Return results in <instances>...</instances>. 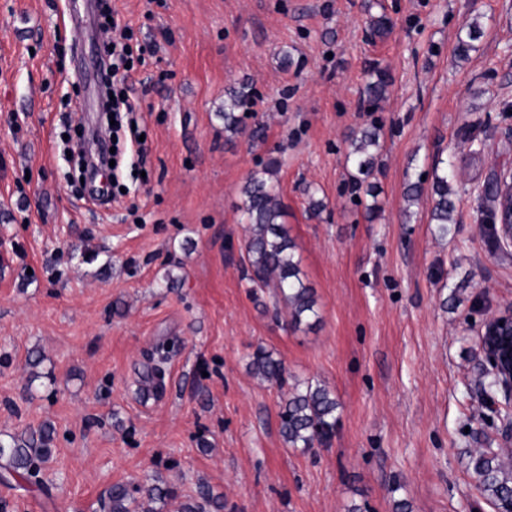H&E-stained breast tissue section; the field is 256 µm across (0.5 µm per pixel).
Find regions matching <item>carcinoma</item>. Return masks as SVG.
<instances>
[{
    "mask_svg": "<svg viewBox=\"0 0 512 512\" xmlns=\"http://www.w3.org/2000/svg\"><path fill=\"white\" fill-rule=\"evenodd\" d=\"M252 83L242 82L225 91L224 131L236 134L241 119L238 111L250 104ZM379 146L377 129L366 130L353 144L347 156L356 171L355 181L360 184L369 174L375 155L369 151ZM453 171L444 167L434 172L435 195L432 220L439 224L442 234L448 233L453 222L454 202L451 199ZM242 213L250 225L244 269L253 288H271L275 302L290 310L291 323L298 325L305 318L318 316L313 288L304 283L300 260L295 253V243L288 227L283 223L284 211L274 185L254 175L243 187ZM252 370L265 381L283 387L288 384V368L283 360L263 348L251 357ZM338 402L330 389L311 383L305 387L295 384L280 405L279 433L284 443L295 450L310 452L327 443L336 428ZM53 430L43 426L27 430L20 436L0 440V467L19 477H33L41 464L51 456ZM482 492L494 505L512 499V448L497 452L479 451L472 457ZM175 497L174 488L167 484L144 483L130 488L124 484L112 486L105 503L106 512H154L153 503H164ZM223 497L208 488L198 492V497L181 504V512H223Z\"/></svg>",
    "mask_w": 512,
    "mask_h": 512,
    "instance_id": "obj_1",
    "label": "carcinoma"
}]
</instances>
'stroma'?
I'll use <instances>...</instances> for the list:
<instances>
[{"label": "stroma", "mask_w": 512, "mask_h": 512, "mask_svg": "<svg viewBox=\"0 0 512 512\" xmlns=\"http://www.w3.org/2000/svg\"><path fill=\"white\" fill-rule=\"evenodd\" d=\"M109 4L146 47L128 79L144 164L97 207L64 156L74 125L96 124L97 0H0V438L55 429L39 483L0 469V500L101 512L113 484L159 478L177 492L162 512L202 483L224 512H494L471 463L503 445L479 336L512 308V245L482 223L480 190L512 169V0ZM244 80L230 134L224 92ZM372 128L371 216L347 155ZM267 168L317 299L296 327L241 262L242 190ZM260 347L333 392L328 446L286 448L281 392L250 368ZM147 364L165 389L144 401ZM252 96V83L242 82L225 91L224 112L219 116L224 118V130L232 134L238 133L241 129V119L238 111L250 104ZM455 179V174L452 170L448 171V165L442 168L439 172L438 168L434 172L433 191L435 195L434 206L432 210V220L434 224H440V233L448 234V225L453 223V212L455 210L454 202L451 199V194H456L452 190V181Z\"/></svg>", "instance_id": "obj_1"}]
</instances>
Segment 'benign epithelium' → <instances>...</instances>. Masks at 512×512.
I'll return each instance as SVG.
<instances>
[{
    "mask_svg": "<svg viewBox=\"0 0 512 512\" xmlns=\"http://www.w3.org/2000/svg\"><path fill=\"white\" fill-rule=\"evenodd\" d=\"M486 188L495 196L489 224L502 243L512 245V172L499 171L489 179ZM480 346L488 363V371L498 381L504 400L492 398L491 408L503 414L502 440L512 443V310L491 314L485 321Z\"/></svg>",
    "mask_w": 512,
    "mask_h": 512,
    "instance_id": "obj_1",
    "label": "benign epithelium"
}]
</instances>
